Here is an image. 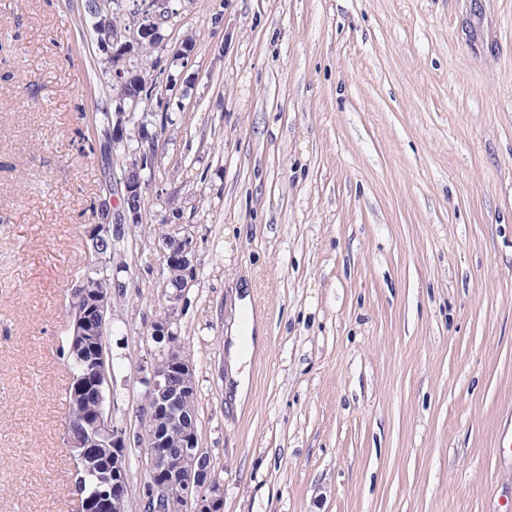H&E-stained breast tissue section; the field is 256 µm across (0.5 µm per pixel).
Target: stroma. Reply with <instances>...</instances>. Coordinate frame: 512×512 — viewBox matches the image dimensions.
Here are the masks:
<instances>
[{
    "label": "stroma",
    "mask_w": 512,
    "mask_h": 512,
    "mask_svg": "<svg viewBox=\"0 0 512 512\" xmlns=\"http://www.w3.org/2000/svg\"><path fill=\"white\" fill-rule=\"evenodd\" d=\"M86 3L0 0V512H80L62 345L104 181L80 148L112 104ZM150 61L174 123L112 291L117 416L183 224L224 512H512V0H184ZM235 294V307L236 313L235 318L232 320L229 325V329H227L228 334H230V339L233 342V345L230 348V382H234L233 386L236 387V396L240 400L244 398L246 388H247V377L246 370L247 367H244L243 371L238 373L239 369H241L244 364L248 361L249 356L245 353L240 345V330H241V317L243 312L247 309H243L249 306V296L245 294L242 299H238L237 295L240 292H234Z\"/></svg>",
    "instance_id": "1"
}]
</instances>
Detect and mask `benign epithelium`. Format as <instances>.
Instances as JSON below:
<instances>
[{
	"instance_id": "7a95c632",
	"label": "benign epithelium",
	"mask_w": 512,
	"mask_h": 512,
	"mask_svg": "<svg viewBox=\"0 0 512 512\" xmlns=\"http://www.w3.org/2000/svg\"><path fill=\"white\" fill-rule=\"evenodd\" d=\"M131 27L116 29L112 40L100 43L110 54L134 55V44L156 37L163 23L164 0H134ZM139 135V124L133 113L121 109L112 113L106 134L99 139V153L108 155L109 145ZM101 222L90 225L85 236L95 240L116 236L127 224L141 223V212L120 204L117 216H112V199L99 204ZM163 280L162 296L166 307L164 316L150 324V337L162 351L168 353L164 363L155 362L140 367V381L144 386V400L138 409L139 427L148 430L147 436L138 433L125 421L113 416L107 395L113 391L114 380L109 371L105 353V316L112 289L122 287L113 282L77 295L71 300L70 332L72 348L89 352L85 368L72 375L70 399L81 402L90 396L97 403L96 411L86 422L83 437L68 434L71 422H66L65 445L72 451L76 468L86 469L91 461L88 449L107 448L111 454L112 470L108 489L103 491L100 504L106 497L126 499L129 496L128 465L130 447L144 449L147 458V477L139 489L142 512H155L150 501L162 505L160 512H224V494L211 467H203L201 458L208 455L201 448L195 426L196 413L188 407V395L195 390L193 362L187 356L173 357L171 345L178 339L174 326L178 325L184 305V291L192 283L197 269L196 243L187 230L175 232L162 241L160 247Z\"/></svg>"
}]
</instances>
